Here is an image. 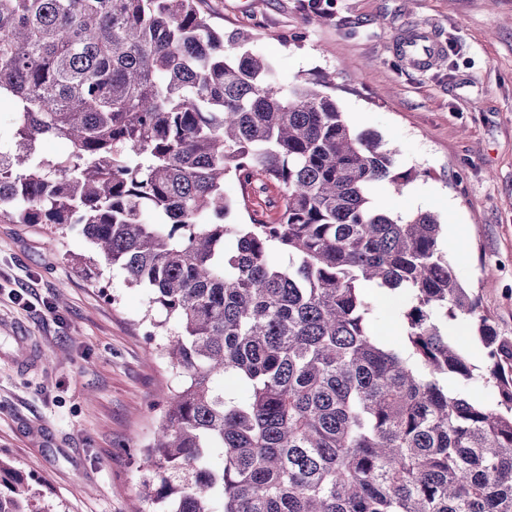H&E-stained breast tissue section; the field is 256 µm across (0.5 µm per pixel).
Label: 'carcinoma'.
<instances>
[{"label": "carcinoma", "mask_w": 512, "mask_h": 512, "mask_svg": "<svg viewBox=\"0 0 512 512\" xmlns=\"http://www.w3.org/2000/svg\"><path fill=\"white\" fill-rule=\"evenodd\" d=\"M196 2L0 0V221L78 228L95 255L76 265L119 267L165 314L153 328L176 321L160 354L183 381L135 512H512V339L458 281L439 218L371 197L418 172L348 125L329 75L284 85ZM50 139L68 154L40 153ZM227 177L246 181L235 199ZM257 183L282 189L277 216L227 222ZM367 284L397 301L400 343ZM460 317L495 408L448 392L476 377ZM0 512H43L2 461ZM459 326V330L455 331L453 328ZM451 328V334L461 344L463 350L467 353L470 362L476 366L477 375H482L486 369V361L484 359V352L480 347V343L475 338L474 328L465 320H457V323Z\"/></svg>", "instance_id": "obj_1"}]
</instances>
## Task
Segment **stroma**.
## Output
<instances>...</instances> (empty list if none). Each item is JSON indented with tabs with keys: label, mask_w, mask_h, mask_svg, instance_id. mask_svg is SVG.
Masks as SVG:
<instances>
[{
	"label": "stroma",
	"mask_w": 512,
	"mask_h": 512,
	"mask_svg": "<svg viewBox=\"0 0 512 512\" xmlns=\"http://www.w3.org/2000/svg\"><path fill=\"white\" fill-rule=\"evenodd\" d=\"M225 32L255 33L282 82L335 73L355 130L376 132L402 190L373 186L391 213L439 215L440 247L500 335L512 337V0H203ZM425 30L447 49L419 69L397 37ZM76 229L0 223V461L21 471L47 512H133L140 451L159 421V394L182 376L159 357L147 289L73 256ZM41 354L16 366L17 335Z\"/></svg>",
	"instance_id": "35a3bbf8"
}]
</instances>
